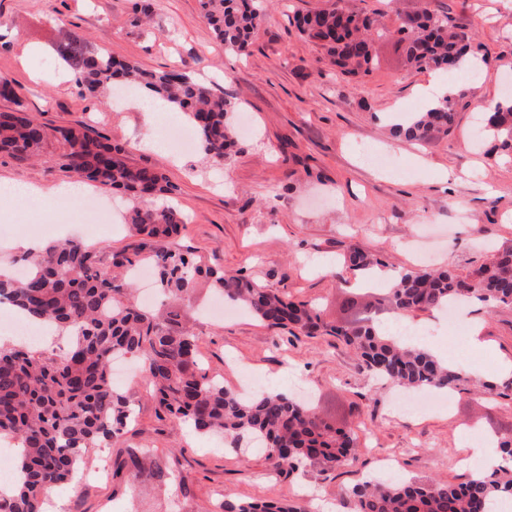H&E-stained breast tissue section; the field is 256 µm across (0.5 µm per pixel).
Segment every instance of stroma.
Listing matches in <instances>:
<instances>
[{
    "label": "stroma",
    "instance_id": "35a3bbf8",
    "mask_svg": "<svg viewBox=\"0 0 512 512\" xmlns=\"http://www.w3.org/2000/svg\"><path fill=\"white\" fill-rule=\"evenodd\" d=\"M331 0H264V18L247 55L226 52L201 17L199 0H0V73L25 89L28 112L52 125L81 124L124 145L136 167L160 169L172 185L163 203L174 204L185 226L179 236L203 262L241 274L269 290L314 303L323 321L341 325L352 314L344 301L359 272L344 262L349 248L375 254L384 267L418 266L428 245L432 264L460 273L483 262L491 248L512 246V155L497 152L492 137L477 139L478 106L512 93V0H340L343 8L376 14L387 33L376 39V66L346 76L306 40L295 13ZM145 7L149 21L136 19ZM448 13L468 32L470 54L493 60L480 78L466 72L415 69L403 59L394 31L425 7ZM75 31L113 57L148 70L179 67L212 83L253 132L239 136L224 165L202 148L177 154L147 146L145 112L116 109L82 98L72 71L53 50ZM450 78L465 96L448 137L424 143L393 138L383 117L419 112L426 87ZM388 156L390 171L363 163L364 149ZM62 150L47 144L37 157L0 156V178L41 190L72 184ZM410 169L407 177L399 169ZM122 215L104 218L79 209L0 206V269H20L16 244L59 238L90 242L104 253L130 238ZM215 298L207 287L190 299H169L199 338L202 366L238 390L248 366L269 389L309 387L326 422L363 429L354 461L321 474L276 469L264 449L242 438L238 449L223 439L181 434L149 396L141 378L122 386L133 420L122 435L85 454L84 470L108 463L106 476L57 487L52 512H223L225 499L284 497L312 512L314 501L333 504L375 473L377 453L398 460L395 479L458 483L470 474L459 462L464 434L512 437V395L491 397L486 385L512 363V304L473 306L458 325L430 312L414 313L429 327L428 348L458 360L468 377L449 407L418 416H394L395 390L375 379L355 352L336 337L294 336L271 329L249 312L213 320L203 310ZM478 324L485 341L471 350L459 326ZM150 449L183 479L161 485L151 472L118 469L126 449Z\"/></svg>",
    "mask_w": 512,
    "mask_h": 512
}]
</instances>
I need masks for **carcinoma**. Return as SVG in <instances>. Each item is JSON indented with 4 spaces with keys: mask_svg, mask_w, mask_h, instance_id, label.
<instances>
[{
    "mask_svg": "<svg viewBox=\"0 0 512 512\" xmlns=\"http://www.w3.org/2000/svg\"><path fill=\"white\" fill-rule=\"evenodd\" d=\"M203 18L224 49L248 52L263 19L259 0H200ZM299 32L319 43L332 63L347 74L375 65L374 37L385 34L376 18L349 12L338 2L296 18ZM407 63L417 69L457 68L465 59L467 34L448 15L425 10L397 30ZM72 68L84 98L103 103L118 82L129 83L184 114L195 128L207 158L220 163L236 145L230 114L235 105L197 77L181 70L148 71L131 59L118 60L88 46L77 33L56 47ZM0 95L16 109L0 112V155L27 159L43 146H63L64 168L84 182L120 189L134 200L127 226L132 243L103 259L78 240L46 245L24 258L25 274L0 277V300L44 319L74 336L59 359L24 346H0V436L17 439L15 461L21 474L13 494L0 493V512H43L47 493L72 479L87 449L118 437L130 419L128 398L112 383L116 355L142 364L160 410L176 424L202 435L220 434L230 448L251 436L263 442L275 468L294 473L313 467L328 473L353 458L355 434L321 420L310 403L282 391L249 397L224 388L200 367L198 337L173 310H149L129 298L128 271L141 262L153 266L166 297L188 299L205 283L224 302L243 307L272 329L295 328L307 337L328 334L354 348L371 375L408 391L459 389L466 376L429 349L380 330L374 311L365 309L346 325L325 324L316 309L268 291L260 284L202 263L172 244L183 224L172 205L155 198L170 191L155 168L131 167L124 148L111 137L73 126H49L25 111V89L0 74ZM455 101L412 115H389L397 138L430 141L455 125ZM485 128L497 136L496 149L512 153V99L487 112ZM346 261L365 275L382 262L351 248ZM397 315L444 310L453 302L512 303V247L465 275L452 270H406L388 289ZM505 464L490 474L460 483L412 479L385 482L368 478L345 492L350 512H491L488 505L512 498V438L500 442ZM131 472L149 469L163 483L176 480L144 448H131L119 463ZM224 512H302L284 500H224Z\"/></svg>",
    "mask_w": 512,
    "mask_h": 512,
    "instance_id": "obj_1",
    "label": "carcinoma"
}]
</instances>
